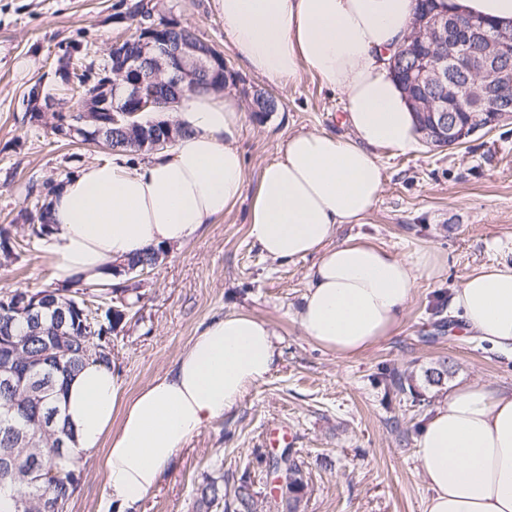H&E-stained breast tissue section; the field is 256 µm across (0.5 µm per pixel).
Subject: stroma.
Listing matches in <instances>:
<instances>
[{
	"label": "stroma",
	"mask_w": 512,
	"mask_h": 512,
	"mask_svg": "<svg viewBox=\"0 0 512 512\" xmlns=\"http://www.w3.org/2000/svg\"><path fill=\"white\" fill-rule=\"evenodd\" d=\"M164 13L218 47L248 104L253 90L271 92L279 111L244 112L238 145L249 185L299 131L345 132L344 103L321 81L300 73L282 86L247 71L224 35L213 0H158ZM122 0H0V224H24L29 184L60 183L104 150L56 143L48 126L29 120L27 92L37 83L55 92L57 60L89 41L102 61L130 22ZM385 188L367 223L342 225L338 236H364L404 256L432 250L430 276L417 281L402 327L364 354L340 357L306 338L297 317L314 257L275 260L248 235V206L224 214L190 243L167 249L140 291L139 313L114 340L112 359L125 394L163 374L199 326L244 312L269 324L280 352L276 370L251 387L236 409L194 435L160 486L136 512H192L195 489L216 464L226 476L249 478L259 512H280V491L268 461L280 444L267 433L287 427V441L306 486L301 512H424L429 490L417 461L422 416L379 375L404 374L426 410L455 386L485 382L512 392V355L464 333L450 293L481 266L512 264V122L481 130L466 144H421L383 153ZM51 256L41 251L0 266V290L54 283ZM435 369L442 383L428 382ZM104 450L86 454L81 484L67 512H100L105 499Z\"/></svg>",
	"instance_id": "obj_1"
}]
</instances>
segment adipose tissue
I'll return each mask as SVG.
<instances>
[{"label": "adipose tissue", "instance_id": "adipose-tissue-1", "mask_svg": "<svg viewBox=\"0 0 512 512\" xmlns=\"http://www.w3.org/2000/svg\"><path fill=\"white\" fill-rule=\"evenodd\" d=\"M224 35L249 72L273 83L317 76L344 103L347 134L297 132L248 189L234 96L189 95L184 133L144 160L127 154L83 166L50 198L47 243L57 282L106 278V266L151 247H180L249 200V235L268 257L316 256L298 314L305 337L360 355L403 324L429 251L399 255L359 236L385 187L382 152L415 151V114L389 67L416 0H216ZM465 331L512 351V265L467 274L450 298ZM265 321L232 312L202 325L164 374L124 394L117 369L83 367L63 418L85 451L104 449L108 512H136L185 444L266 380L278 361ZM431 491L424 512H512V393L469 383L451 390L417 439Z\"/></svg>", "mask_w": 512, "mask_h": 512}]
</instances>
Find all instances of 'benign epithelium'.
Listing matches in <instances>:
<instances>
[{
    "mask_svg": "<svg viewBox=\"0 0 512 512\" xmlns=\"http://www.w3.org/2000/svg\"><path fill=\"white\" fill-rule=\"evenodd\" d=\"M140 5L147 9L137 29L129 37L136 39L140 47L137 56H125L121 50L123 40L112 44L109 50L110 62L99 71L101 79L99 91V108L102 112H114L113 100L122 95L128 100L141 101L139 112L154 107V101L144 98L143 92L150 76L145 66L150 60L155 61L159 69L169 68V80L174 87L184 86L190 91L194 87L196 75L201 71L214 72L220 76L228 71L224 55L213 45H201L192 40L181 41L171 45L161 37V26L154 22V14L149 0H141ZM470 18L461 13H440L438 15L416 16L412 22L410 35L405 42L393 52L389 63L396 64L407 56L408 45L417 37L430 40L436 48L433 59L420 57L409 71L411 82L423 81L439 86L448 84V68L443 62L465 58L469 61L467 77L463 84L451 89L454 102L460 107L473 112H487L491 120L487 126L512 121V29H499L492 37L468 25ZM469 31L467 39L479 40L483 49L476 55L467 51L468 43L455 40L457 30ZM32 112H51L55 109L56 97L38 87L32 97L28 98ZM417 108L429 112L431 117L429 135L439 140L444 146L460 144L455 124L450 120L449 112L437 106V102H416ZM42 308L40 297L30 293L15 298L16 314L28 321L38 316Z\"/></svg>",
    "mask_w": 512,
    "mask_h": 512,
    "instance_id": "obj_1",
    "label": "benign epithelium"
}]
</instances>
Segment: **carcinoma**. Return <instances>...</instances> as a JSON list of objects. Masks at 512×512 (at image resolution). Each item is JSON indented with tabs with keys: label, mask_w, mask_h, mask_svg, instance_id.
Returning a JSON list of instances; mask_svg holds the SVG:
<instances>
[{
	"label": "carcinoma",
	"mask_w": 512,
	"mask_h": 512,
	"mask_svg": "<svg viewBox=\"0 0 512 512\" xmlns=\"http://www.w3.org/2000/svg\"><path fill=\"white\" fill-rule=\"evenodd\" d=\"M90 68L72 69V83L81 88V103L98 105L97 80ZM146 91L167 112L177 108L187 94H177L168 85V77L159 76L146 84ZM277 97L265 91L251 102L254 115L276 112ZM50 128L58 141L70 144H96L113 152L141 153L143 133L163 135V126L149 127L148 119L139 125H112V117L98 113L84 120L71 112L51 113ZM82 122L84 133L68 136V125ZM27 194L35 198L26 212V229L18 233L14 224H0V256L11 263L35 251L49 240L53 232L49 207L40 203L42 192L35 185ZM159 250L150 248L136 258L111 267L123 266L142 273L157 266ZM65 309L67 324L53 311L41 315L39 332H30L29 324L15 318L8 292L0 291V365L11 363L14 383L0 385V494L11 501V512H64L78 491V466L85 452L78 447L73 433L61 425L60 397L68 378L88 363L112 366V336L134 313L142 298L139 285H123L110 280L71 288L47 285L32 290ZM99 348L91 357L86 351ZM269 467L280 474L281 512H298L304 489L303 471L292 449L285 448L269 461ZM193 512H257L251 484L241 479L233 492L224 488L223 465L215 467L196 489Z\"/></svg>",
	"instance_id": "cac0c4a2"
}]
</instances>
